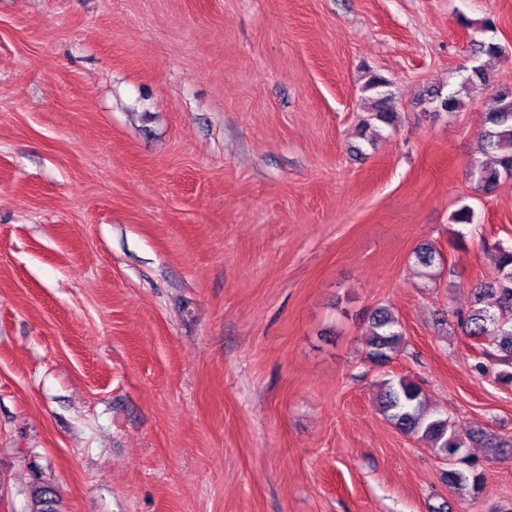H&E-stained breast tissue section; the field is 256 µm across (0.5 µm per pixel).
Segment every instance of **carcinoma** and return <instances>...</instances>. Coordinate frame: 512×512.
I'll use <instances>...</instances> for the list:
<instances>
[{
  "label": "carcinoma",
  "mask_w": 512,
  "mask_h": 512,
  "mask_svg": "<svg viewBox=\"0 0 512 512\" xmlns=\"http://www.w3.org/2000/svg\"><path fill=\"white\" fill-rule=\"evenodd\" d=\"M473 65L470 72L453 91L433 93L429 103L438 109L453 114L461 111L466 101L488 89L491 82L490 66L502 56V47L493 42L474 41L469 45ZM362 92L369 94L371 109L362 120L360 136L373 142L366 135L379 126L394 127L399 112L389 81L376 72L368 74ZM481 150L495 158L488 165L480 160L471 164L469 175L485 194L493 192L500 181L512 177V98L508 90L499 89L489 98L484 125L480 136ZM493 263L494 277L475 288L473 306L457 311V327L463 336L472 340L475 368L483 373H493L501 386L512 387V246L500 242L485 246ZM417 263L424 268L422 275L430 280L438 276L440 253L424 243L415 250ZM486 295L496 297L497 310L481 305ZM372 330L365 340L366 357L375 366H384L400 351L404 333L399 318L386 307L377 308L371 317ZM493 337V349L483 344L484 338ZM376 405L382 415L396 429L419 440L431 442L442 459L450 457L457 463L448 467L444 480L448 486L476 497L482 487L484 476L479 462L470 456L466 448L478 444L497 454L508 452L495 435L481 426H475L462 434L452 418L431 408L419 385L403 378H390L382 382ZM34 512H57L55 494L43 484L33 486Z\"/></svg>",
  "instance_id": "carcinoma-1"
}]
</instances>
